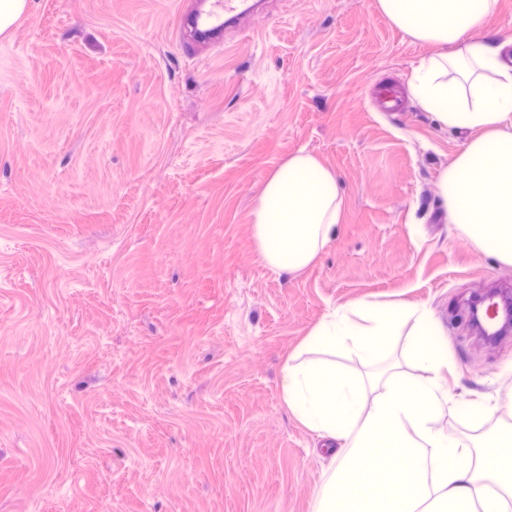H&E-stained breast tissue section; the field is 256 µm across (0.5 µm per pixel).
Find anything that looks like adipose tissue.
Returning <instances> with one entry per match:
<instances>
[{
  "mask_svg": "<svg viewBox=\"0 0 512 512\" xmlns=\"http://www.w3.org/2000/svg\"><path fill=\"white\" fill-rule=\"evenodd\" d=\"M379 13L427 53L408 82L411 100L440 127L467 131L441 168L448 221L481 252L512 265V31L488 33L499 0H376ZM346 196L335 169L298 150L274 167L253 199L260 262L297 276L341 223ZM420 368L392 363L396 344ZM432 313L403 299L336 307L285 360L287 409L340 462L311 512H505L512 498V431L477 442L449 439L453 403ZM386 366L377 379L353 361Z\"/></svg>",
  "mask_w": 512,
  "mask_h": 512,
  "instance_id": "obj_1",
  "label": "adipose tissue"
}]
</instances>
